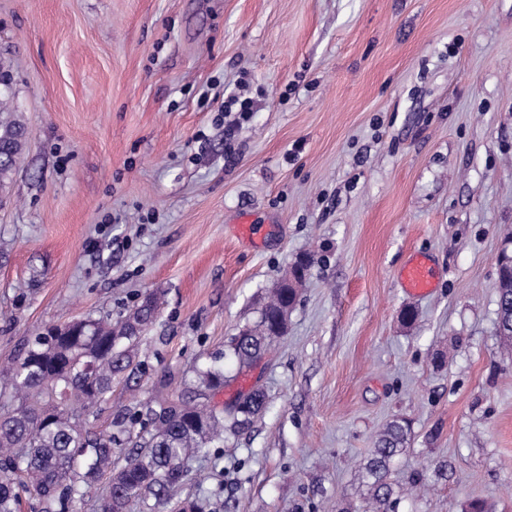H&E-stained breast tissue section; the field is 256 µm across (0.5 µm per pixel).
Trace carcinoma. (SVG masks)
<instances>
[{
  "mask_svg": "<svg viewBox=\"0 0 512 512\" xmlns=\"http://www.w3.org/2000/svg\"><path fill=\"white\" fill-rule=\"evenodd\" d=\"M7 65L0 61V199L9 188L24 154L27 128L10 111ZM497 332L503 348L512 347V250L501 249ZM310 266L308 257L294 263L269 290L259 320L246 325L230 342L243 367L265 353L277 337L279 316L293 308L298 285ZM160 296L148 292L121 320L86 319L69 328L51 327L0 369V512H19L16 488L25 487L42 504V512H70L101 479L110 480L99 512H158L162 504L179 512H210L201 497L181 498L189 464L209 457L224 437V411L202 402L182 401L159 408L117 412L113 429L97 431L92 420L112 395V382L134 372V349L153 324ZM198 386L218 390L224 372L200 370ZM67 394L70 404L59 403ZM265 395L256 389L240 396L230 411L234 424H250L263 410ZM410 428L393 420L372 442L361 464L367 487L365 512H392L394 489L389 471L408 443ZM183 462L174 469L171 462Z\"/></svg>",
  "mask_w": 512,
  "mask_h": 512,
  "instance_id": "1",
  "label": "carcinoma"
}]
</instances>
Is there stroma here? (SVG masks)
I'll return each instance as SVG.
<instances>
[{
  "instance_id": "obj_1",
  "label": "stroma",
  "mask_w": 512,
  "mask_h": 512,
  "mask_svg": "<svg viewBox=\"0 0 512 512\" xmlns=\"http://www.w3.org/2000/svg\"><path fill=\"white\" fill-rule=\"evenodd\" d=\"M0 59L28 131L0 205V364L158 292L144 370L113 383L98 429L191 395L209 367L226 380L210 405L267 396L192 461L182 497L357 512L359 464L403 419L394 512H512V354L495 334L512 0H0ZM231 95L246 120L224 116ZM303 253L286 333L239 367L230 338ZM416 253L437 276L424 296L399 277ZM265 404V395L261 390H252L251 392L240 396L230 415L236 426L242 427L250 424L253 419L263 410Z\"/></svg>"
}]
</instances>
